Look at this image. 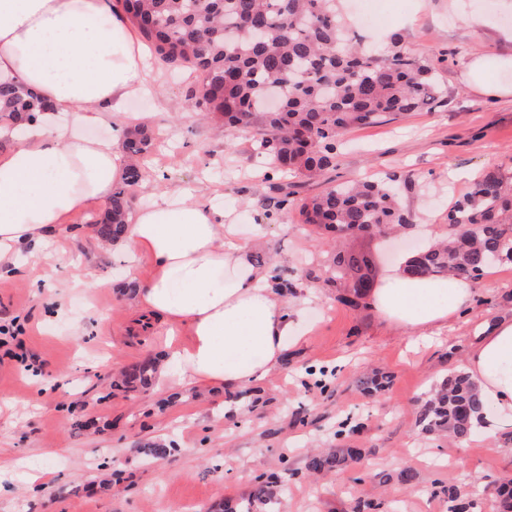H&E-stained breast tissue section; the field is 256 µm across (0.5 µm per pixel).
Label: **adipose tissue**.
I'll return each instance as SVG.
<instances>
[{"label":"adipose tissue","instance_id":"ef3b65f1","mask_svg":"<svg viewBox=\"0 0 512 512\" xmlns=\"http://www.w3.org/2000/svg\"><path fill=\"white\" fill-rule=\"evenodd\" d=\"M151 54L113 0H0V76L32 88L53 112L0 150V263L22 248L38 250L91 205L110 201L126 161L116 139H92L86 128L125 130L141 117L128 109L153 94ZM223 210L203 191L163 192L128 218L117 250L145 260L150 273L138 308L149 324L189 336L171 358L198 388L234 394L265 379L308 329L302 310L276 289L272 267L255 265ZM472 282L412 279L394 270L373 303L409 335L427 339L460 313ZM465 372L484 409L483 440L512 423V318L494 321L470 350Z\"/></svg>","mask_w":512,"mask_h":512}]
</instances>
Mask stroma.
Here are the masks:
<instances>
[{"mask_svg": "<svg viewBox=\"0 0 512 512\" xmlns=\"http://www.w3.org/2000/svg\"><path fill=\"white\" fill-rule=\"evenodd\" d=\"M362 37L397 34L435 61L445 105L351 129L327 176L284 178L261 167L252 132L225 137L221 119H202L188 105L193 74L174 75L151 63L157 96L132 99L155 133L168 136L165 159L149 155L144 184L130 209L151 192L199 188L224 209L253 256L276 267L291 305L306 308L312 329L282 365L235 392L199 389L180 381L164 329L134 328L136 292L149 274L101 240L93 211L51 235L47 255L22 253L17 268L0 272V324L26 320L23 337L31 371L0 360V512H243L260 481H276L266 512H448L443 487L474 497V512H502L499 486L512 479V425L493 446L421 433L423 401L447 376L463 370L485 323L512 317V265L494 269L464 312L421 342L384 319L372 300L340 303L344 283L330 277L337 250L380 248L375 271L383 283L397 251L447 230L448 212L474 180L494 171L512 192V98H492L466 80L470 56H512L493 30L470 27L472 10L512 29L501 0H341ZM405 178L401 203L415 219L399 242L343 236L329 246L294 207L278 206L284 192L317 193L325 180L349 182L384 174ZM93 274L101 287H72ZM160 358L144 388L115 386L142 359ZM376 371L383 387L358 385ZM173 443L162 459L141 443ZM358 448L346 468L312 474L311 453ZM49 465L46 481L30 483L28 469ZM413 470L405 484L400 472Z\"/></svg>", "mask_w": 512, "mask_h": 512, "instance_id": "stroma-1", "label": "stroma"}]
</instances>
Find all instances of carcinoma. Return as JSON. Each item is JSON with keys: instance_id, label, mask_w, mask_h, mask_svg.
Here are the masks:
<instances>
[{"instance_id": "obj_1", "label": "carcinoma", "mask_w": 512, "mask_h": 512, "mask_svg": "<svg viewBox=\"0 0 512 512\" xmlns=\"http://www.w3.org/2000/svg\"><path fill=\"white\" fill-rule=\"evenodd\" d=\"M140 36L169 69L190 68L202 77V98L191 106L224 119V132L253 131V149L284 175H321L336 167L337 144L350 128L421 112L445 103L436 69L397 36L382 48L350 36L338 0H116ZM281 87L270 88L272 79ZM52 105L34 90L0 78V123L14 131ZM152 135L145 126L129 132L125 149L145 155ZM143 181V167L127 165L123 181L93 224L103 240L127 230L130 192ZM399 177L332 185L300 201L301 222L339 234L355 228L373 233L413 223L398 201ZM512 210L502 180L490 171L473 183L467 199L448 212L452 233L413 250L405 272L433 279H477L512 264ZM344 305L371 296L374 282L356 280ZM155 361L133 366L125 382L149 384ZM475 384L451 371L421 407L418 423L429 434L459 442L475 433L481 411ZM358 454L345 448L308 458L307 470L340 467ZM267 483L254 487L244 512L268 501Z\"/></svg>"}]
</instances>
